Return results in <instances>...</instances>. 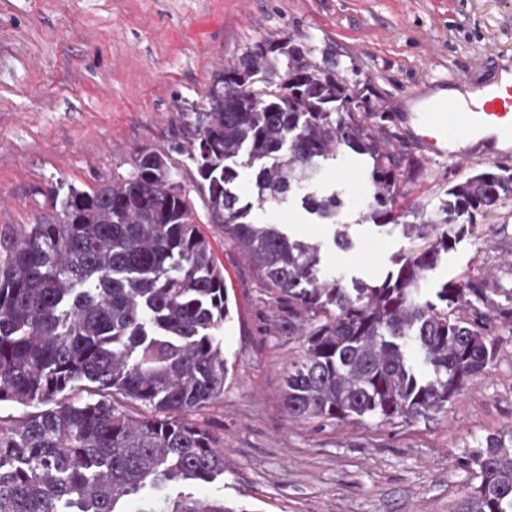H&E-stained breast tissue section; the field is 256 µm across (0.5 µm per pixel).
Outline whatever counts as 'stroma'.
Wrapping results in <instances>:
<instances>
[{
  "mask_svg": "<svg viewBox=\"0 0 512 512\" xmlns=\"http://www.w3.org/2000/svg\"><path fill=\"white\" fill-rule=\"evenodd\" d=\"M292 37L331 55L349 83H369L390 117L400 151L418 176L411 201L436 207L449 183L487 167L438 156L413 139L416 97L459 73L482 84L512 73V0H0V233L53 221L59 187L92 191L128 176L141 148L169 155L193 192L188 115L206 104L215 74L253 43ZM365 166L337 157L325 184L342 202L334 224L352 245L333 243L334 224L292 206L262 214L291 235L320 243L325 266L376 279L393 256L421 249L361 222ZM224 267L231 317L217 332L229 374L222 398L193 419L224 441V475L209 483L144 488L121 512L181 495L223 501L233 512H463L470 474L462 448L512 428V340L491 370L452 402L447 416L410 421H289L284 370L299 341L271 332L269 306L252 269L213 225L201 227ZM472 277L512 296V200L477 213L437 278Z\"/></svg>",
  "mask_w": 512,
  "mask_h": 512,
  "instance_id": "1",
  "label": "stroma"
}]
</instances>
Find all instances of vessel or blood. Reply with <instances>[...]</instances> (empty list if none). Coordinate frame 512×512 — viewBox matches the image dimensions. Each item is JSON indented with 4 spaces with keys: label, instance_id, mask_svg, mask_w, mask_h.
<instances>
[{
    "label": "vessel or blood",
    "instance_id": "1",
    "mask_svg": "<svg viewBox=\"0 0 512 512\" xmlns=\"http://www.w3.org/2000/svg\"><path fill=\"white\" fill-rule=\"evenodd\" d=\"M416 119L426 146L439 155L458 160L471 159L479 148L478 137L489 133L491 141H503L512 147V97L486 96L481 107L464 109L445 100L417 113Z\"/></svg>",
    "mask_w": 512,
    "mask_h": 512
}]
</instances>
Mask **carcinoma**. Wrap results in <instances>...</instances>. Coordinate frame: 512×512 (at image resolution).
<instances>
[{"label":"carcinoma","instance_id":"cac0c4a2","mask_svg":"<svg viewBox=\"0 0 512 512\" xmlns=\"http://www.w3.org/2000/svg\"><path fill=\"white\" fill-rule=\"evenodd\" d=\"M368 116L367 95L344 71L312 62L291 37L253 44L216 74L205 111L190 113L206 223L254 271L273 330L301 342L284 378L293 422L446 416L496 359L492 320L512 323V309L469 277L433 281L471 233L459 218L511 199L512 173L476 171L448 186L437 212L404 224L407 157ZM345 151L368 163L362 221L406 238L435 234L372 282L324 275L318 244L255 215L298 195L306 210L335 216L336 195L308 188ZM252 167L244 203L234 185ZM229 317L224 270L167 154L143 148L130 175L91 192L68 187L54 222L28 225L0 251V403L46 406L0 417V512H118L148 483L224 475L221 438L191 412L224 396L215 332ZM77 382L91 398L57 399ZM454 464L477 480L467 512H512V429L475 441ZM141 512L233 510L181 495Z\"/></svg>","mask_w":512,"mask_h":512}]
</instances>
